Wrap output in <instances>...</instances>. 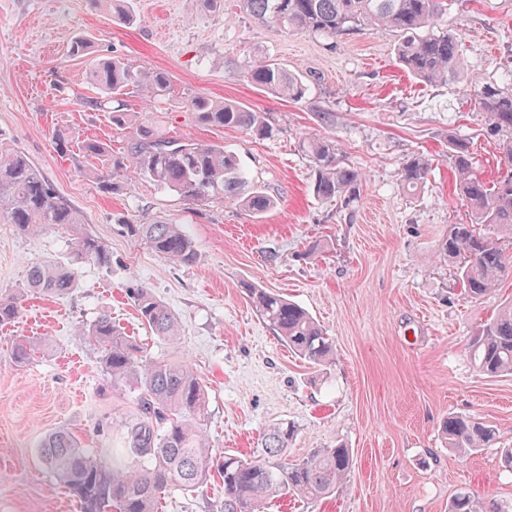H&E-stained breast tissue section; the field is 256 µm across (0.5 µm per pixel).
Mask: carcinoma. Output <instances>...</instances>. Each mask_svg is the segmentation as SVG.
Here are the masks:
<instances>
[{"label":"carcinoma","instance_id":"cac0c4a2","mask_svg":"<svg viewBox=\"0 0 512 512\" xmlns=\"http://www.w3.org/2000/svg\"><path fill=\"white\" fill-rule=\"evenodd\" d=\"M239 8L254 20L272 26L334 38L360 27L390 28L398 33L395 54L399 64L426 84H446L459 72L458 37L452 30L433 31L444 0H238ZM246 78L258 88L292 101L302 100L310 80L270 59L254 61ZM87 80L105 97L112 124H126L124 97L140 92L158 96L170 84L161 71H138L118 58L90 66ZM471 92L478 111L485 115L487 134L496 138L508 166H512V83L499 85L476 80ZM196 122L240 129L255 136L272 133L264 113L249 111L231 101L204 96L190 100ZM308 157L315 197L357 201L363 174L341 160L336 140L309 136L299 141ZM449 155L459 195L471 213V223L455 224L441 244L444 259L456 269L469 297L490 292L512 258L500 239H512V172L493 183L484 181L473 167L469 143L449 141ZM96 160L89 175L99 188L115 193L129 172L142 175L160 187L192 201L222 200L259 216L274 205L260 188L250 185L240 158L218 144L166 139L140 125L134 142L123 156L99 141L83 145ZM432 163L418 152L402 163L401 182L409 188L423 185ZM0 217L25 235L46 224L70 227L76 233L77 257L101 267L112 264V253L102 240L79 232L82 218L54 188L38 167L18 151L0 150ZM127 232L160 257L179 265L198 258L193 241L180 225L164 221L128 224ZM74 286L71 271L62 264H35L26 274V288L50 297H63ZM252 309L268 323L278 338L300 359L323 366L334 357L333 341L322 326L296 302L253 283H240ZM129 298L151 332L171 341L180 339L181 326L174 315L147 288L129 289ZM22 297L0 296V325L13 321ZM83 335L100 353L103 371L114 387L135 394L136 418L126 427L125 447L112 454V462L82 446L71 433L58 430L38 444L40 457L55 480L80 503L81 512H159L162 495L172 488L192 492L217 469L224 477L221 512H266L267 502L283 495L308 500L330 496L349 475V449L317 448L299 461L285 456L295 426L278 423L261 438L262 452L248 459L233 454L217 456L207 442L208 415L205 385L183 364L143 354L136 340L103 315L85 328ZM475 368L489 377L512 375V304L484 323L468 346ZM443 434L448 446L463 452L486 448L496 440V427L481 418L452 415ZM448 512H505L503 507L462 493Z\"/></svg>","mask_w":512,"mask_h":512}]
</instances>
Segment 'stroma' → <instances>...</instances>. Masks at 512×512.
Here are the masks:
<instances>
[{"label": "stroma", "instance_id": "35a3bbf8", "mask_svg": "<svg viewBox=\"0 0 512 512\" xmlns=\"http://www.w3.org/2000/svg\"><path fill=\"white\" fill-rule=\"evenodd\" d=\"M445 2L435 26L458 33L461 66L448 84L429 85L398 66L390 29L333 39L288 32L241 13L237 0H129L130 24L91 0H0V147L39 167L79 211L82 231L112 252L102 268L75 258L67 227L24 235L0 219V294L22 291L34 263L57 262L74 275L68 296L28 294L17 318L0 326V512H79L40 462L45 435L66 430L89 448L122 447L134 396L111 385L81 334L104 314L148 356L186 364L203 381L216 452L256 455L263 431L280 422L297 428L289 458L350 448L351 473L330 497L282 496L266 512H448L463 492L512 507V470L500 459L512 447V375H483L468 356L481 325L512 301V271L473 299L439 256L452 225L469 218L449 139L469 142L483 180L502 172L470 82L512 80V0ZM78 37L91 41L92 57L70 55ZM94 57L167 71L171 84L157 98L127 97L135 122L116 127L86 79ZM260 57L309 75L306 98L286 100L248 82L244 73ZM194 95L264 113L273 133L199 124L188 108ZM141 124L235 152L274 207L257 219L140 176L120 192H101L85 174L82 142L121 153ZM314 133L333 136L343 161L364 173L352 209L313 195L298 142ZM60 136L66 147L57 146ZM415 151L434 170L411 191L399 171ZM155 220L182 225L198 250L195 264L167 261L124 230ZM244 281L306 308L331 338L334 363L314 367L289 352L252 310ZM136 285L178 318L179 343L142 324L127 296ZM20 339L36 345L22 366L13 358ZM451 414L496 425L497 445L465 456L449 448L442 425ZM223 501L224 480L215 475L190 493L170 489L160 512H219Z\"/></svg>", "mask_w": 512, "mask_h": 512}]
</instances>
